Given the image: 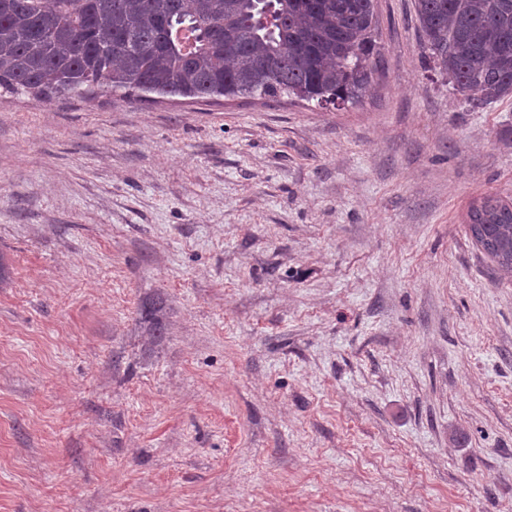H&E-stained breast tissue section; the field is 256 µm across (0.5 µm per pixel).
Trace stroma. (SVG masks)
Segmentation results:
<instances>
[{
	"instance_id": "1",
	"label": "stroma",
	"mask_w": 512,
	"mask_h": 512,
	"mask_svg": "<svg viewBox=\"0 0 512 512\" xmlns=\"http://www.w3.org/2000/svg\"><path fill=\"white\" fill-rule=\"evenodd\" d=\"M375 9L353 103L0 96V512H512V96ZM466 227L498 273L512 278V201L490 194L480 197L468 209ZM163 309V301L155 299L142 305L140 312V320L146 325V332L149 336H161L163 334L164 325L160 317Z\"/></svg>"
}]
</instances>
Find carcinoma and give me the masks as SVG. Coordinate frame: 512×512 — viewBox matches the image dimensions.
Instances as JSON below:
<instances>
[{
	"instance_id": "cac0c4a2",
	"label": "carcinoma",
	"mask_w": 512,
	"mask_h": 512,
	"mask_svg": "<svg viewBox=\"0 0 512 512\" xmlns=\"http://www.w3.org/2000/svg\"><path fill=\"white\" fill-rule=\"evenodd\" d=\"M424 48L464 99L512 95V0H415ZM196 33L185 51L175 33ZM374 0H0V93L37 102L97 88L193 99L357 100L378 54ZM467 233L512 278V201L475 200ZM163 301L142 305L163 334Z\"/></svg>"
}]
</instances>
